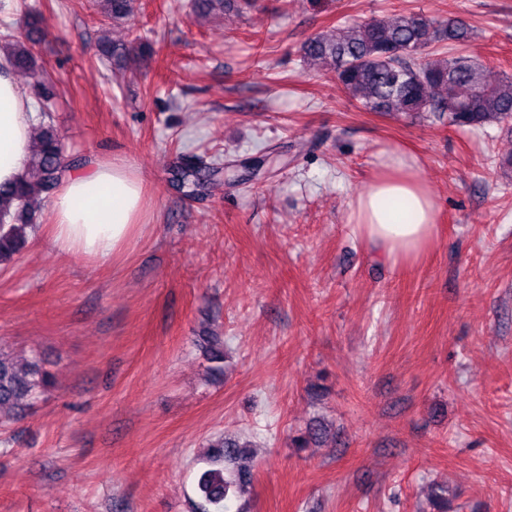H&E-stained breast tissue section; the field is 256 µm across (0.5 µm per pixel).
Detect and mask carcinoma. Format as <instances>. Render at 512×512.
<instances>
[{
    "label": "carcinoma",
    "mask_w": 512,
    "mask_h": 512,
    "mask_svg": "<svg viewBox=\"0 0 512 512\" xmlns=\"http://www.w3.org/2000/svg\"><path fill=\"white\" fill-rule=\"evenodd\" d=\"M97 13L114 23L129 18L134 0H92ZM470 29L461 20L438 24L421 12H400L371 17L336 27V35L317 36L304 46V55L318 60L352 99L370 112H431L448 115V124L471 130L488 122L512 127V78L494 81L484 64L463 51L448 55L424 52L432 42L462 45ZM27 40L7 31L0 35V50L14 71L36 79L34 94L48 101L44 66ZM70 163L61 136L51 123H42L26 171L9 186L0 185V268H8L21 254L43 209V196L52 191ZM223 169L203 162L182 167L178 189L198 195L221 184ZM197 345L214 374L224 372V337L206 332ZM54 377L41 361L22 365L0 349V412L12 411L48 392ZM208 468L197 480L203 512H227V501L251 483L254 462L249 445L221 436L210 444Z\"/></svg>",
    "instance_id": "carcinoma-1"
}]
</instances>
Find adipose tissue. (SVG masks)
<instances>
[{
    "label": "adipose tissue",
    "mask_w": 512,
    "mask_h": 512,
    "mask_svg": "<svg viewBox=\"0 0 512 512\" xmlns=\"http://www.w3.org/2000/svg\"><path fill=\"white\" fill-rule=\"evenodd\" d=\"M31 97L8 68H0V184L17 180L31 153L36 121ZM353 205L357 233L392 264L419 259L433 243L437 204L415 164L393 155ZM145 185L131 166L101 158L69 170L51 202L56 247L104 261L138 229Z\"/></svg>",
    "instance_id": "adipose-tissue-1"
}]
</instances>
